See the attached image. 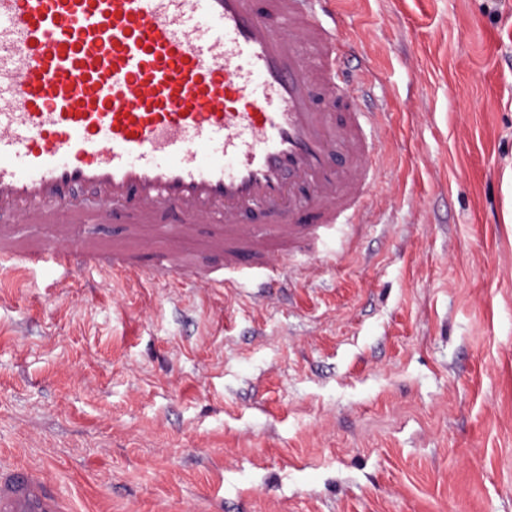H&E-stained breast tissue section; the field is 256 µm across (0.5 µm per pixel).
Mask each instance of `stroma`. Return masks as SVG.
Here are the masks:
<instances>
[{"instance_id": "35a3bbf8", "label": "stroma", "mask_w": 512, "mask_h": 512, "mask_svg": "<svg viewBox=\"0 0 512 512\" xmlns=\"http://www.w3.org/2000/svg\"><path fill=\"white\" fill-rule=\"evenodd\" d=\"M331 8L383 160L314 273L0 288V460L70 512H512V0Z\"/></svg>"}]
</instances>
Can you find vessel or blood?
Here are the masks:
<instances>
[{
    "instance_id": "obj_1",
    "label": "vessel or blood",
    "mask_w": 512,
    "mask_h": 512,
    "mask_svg": "<svg viewBox=\"0 0 512 512\" xmlns=\"http://www.w3.org/2000/svg\"><path fill=\"white\" fill-rule=\"evenodd\" d=\"M326 0H0V235L22 224H215L222 276L279 288L273 254L300 262L365 206L379 114L364 109ZM90 193L96 206L80 203ZM258 214L271 233L241 223ZM123 281L186 273L178 250L149 273L68 238L0 264ZM0 512H66L55 482L0 466Z\"/></svg>"
}]
</instances>
